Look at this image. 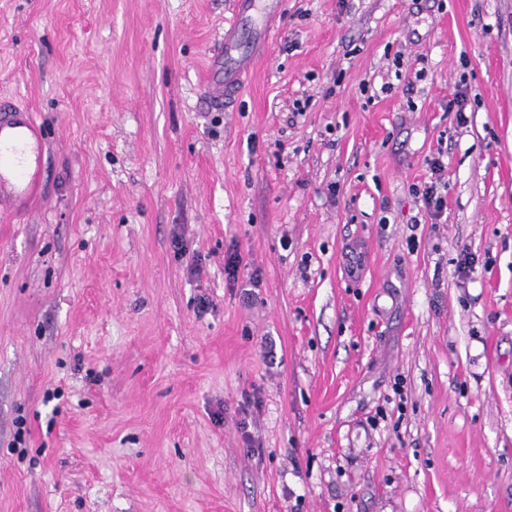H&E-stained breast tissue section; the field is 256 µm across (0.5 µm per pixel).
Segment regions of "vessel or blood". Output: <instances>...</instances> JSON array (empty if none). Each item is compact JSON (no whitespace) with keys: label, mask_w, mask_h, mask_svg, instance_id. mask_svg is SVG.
Segmentation results:
<instances>
[{"label":"vessel or blood","mask_w":512,"mask_h":512,"mask_svg":"<svg viewBox=\"0 0 512 512\" xmlns=\"http://www.w3.org/2000/svg\"><path fill=\"white\" fill-rule=\"evenodd\" d=\"M281 0H236L224 30V50L208 66L203 99L214 107L235 98L243 72L255 64L253 42L269 41V15L279 12ZM44 138L35 116L10 100H0V206L23 212L43 173Z\"/></svg>","instance_id":"b4317fda"}]
</instances>
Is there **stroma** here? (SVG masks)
Masks as SVG:
<instances>
[{
  "mask_svg": "<svg viewBox=\"0 0 512 512\" xmlns=\"http://www.w3.org/2000/svg\"><path fill=\"white\" fill-rule=\"evenodd\" d=\"M232 3L0 0V512H512V0H284L211 110ZM45 150L35 116L11 100H0V206L21 213L41 181ZM429 169V181H424L416 189V195L420 198L423 207V216L430 219L431 224L439 223L438 221L447 209V188L445 181V171L448 164L444 162V154L440 151L437 156H433L427 160Z\"/></svg>",
  "mask_w": 512,
  "mask_h": 512,
  "instance_id": "35a3bbf8",
  "label": "stroma"
}]
</instances>
